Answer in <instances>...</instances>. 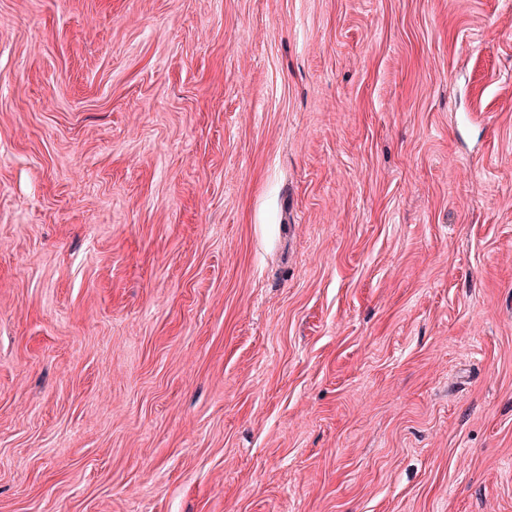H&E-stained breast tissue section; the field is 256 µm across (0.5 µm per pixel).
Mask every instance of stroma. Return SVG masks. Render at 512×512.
<instances>
[{
  "mask_svg": "<svg viewBox=\"0 0 512 512\" xmlns=\"http://www.w3.org/2000/svg\"><path fill=\"white\" fill-rule=\"evenodd\" d=\"M0 512H512V0H0Z\"/></svg>",
  "mask_w": 512,
  "mask_h": 512,
  "instance_id": "35a3bbf8",
  "label": "stroma"
}]
</instances>
